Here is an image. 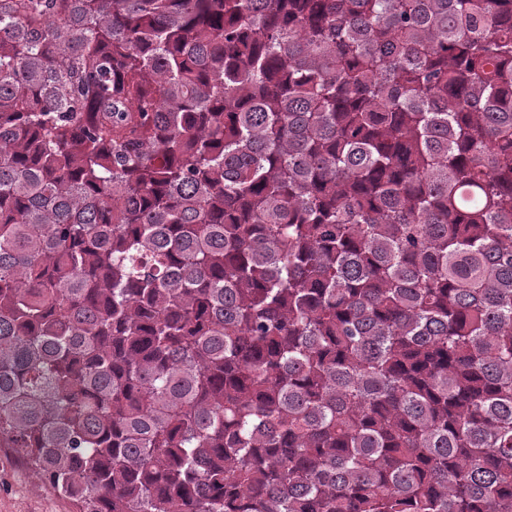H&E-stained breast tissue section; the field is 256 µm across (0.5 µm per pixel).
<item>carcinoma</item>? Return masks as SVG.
<instances>
[{
    "instance_id": "obj_1",
    "label": "carcinoma",
    "mask_w": 512,
    "mask_h": 512,
    "mask_svg": "<svg viewBox=\"0 0 512 512\" xmlns=\"http://www.w3.org/2000/svg\"><path fill=\"white\" fill-rule=\"evenodd\" d=\"M0 448L76 512H512V0H0Z\"/></svg>"
}]
</instances>
